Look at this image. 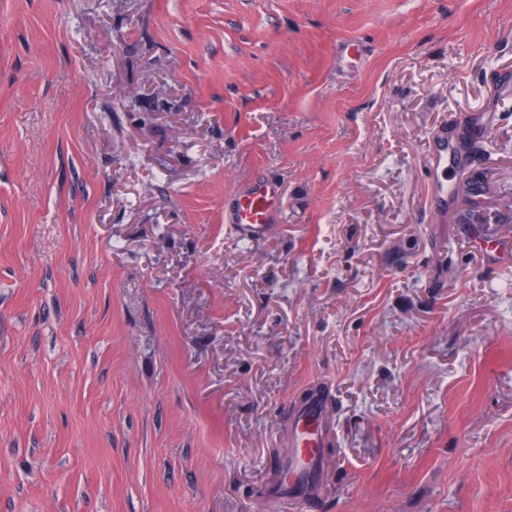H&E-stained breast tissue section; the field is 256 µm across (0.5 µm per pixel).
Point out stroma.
I'll list each match as a JSON object with an SVG mask.
<instances>
[{"instance_id": "35a3bbf8", "label": "stroma", "mask_w": 512, "mask_h": 512, "mask_svg": "<svg viewBox=\"0 0 512 512\" xmlns=\"http://www.w3.org/2000/svg\"><path fill=\"white\" fill-rule=\"evenodd\" d=\"M462 118L512 192V0H0V512H288L318 384L320 512H512V208L424 167ZM424 165L430 179L432 204L439 211L448 209V197L452 194L448 173L460 166V158L457 157L453 145L448 143L446 130L433 136ZM282 203L280 187L271 182L255 181L236 200L229 224L249 238H260L273 227V217ZM285 426L290 452L276 476V493L288 499L290 511L317 510L319 504L312 482L322 465V449L333 432L328 396L313 398L292 410Z\"/></svg>"}]
</instances>
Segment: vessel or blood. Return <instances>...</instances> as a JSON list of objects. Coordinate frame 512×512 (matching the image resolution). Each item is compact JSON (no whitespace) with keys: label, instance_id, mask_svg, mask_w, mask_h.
Listing matches in <instances>:
<instances>
[{"label":"vessel or blood","instance_id":"1","mask_svg":"<svg viewBox=\"0 0 512 512\" xmlns=\"http://www.w3.org/2000/svg\"><path fill=\"white\" fill-rule=\"evenodd\" d=\"M447 132L432 138L424 160L430 179L431 202L438 210H446L452 185L448 173L459 166ZM282 203L277 184L257 181L236 200L229 221L247 237L256 239L273 227V217ZM290 452L281 464L274 486L279 496L287 499L290 512H317L319 504L313 482L322 465V449L333 432L331 404L328 396L305 402L290 412L286 420Z\"/></svg>","mask_w":512,"mask_h":512}]
</instances>
